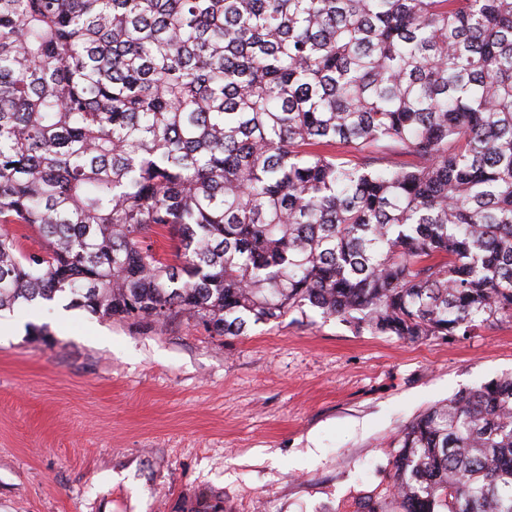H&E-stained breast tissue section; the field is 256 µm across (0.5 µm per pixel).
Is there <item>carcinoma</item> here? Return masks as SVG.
I'll return each instance as SVG.
<instances>
[{
	"label": "carcinoma",
	"mask_w": 512,
	"mask_h": 512,
	"mask_svg": "<svg viewBox=\"0 0 512 512\" xmlns=\"http://www.w3.org/2000/svg\"><path fill=\"white\" fill-rule=\"evenodd\" d=\"M65 297L216 336L512 321V0H0V312ZM389 447L354 512H512V375Z\"/></svg>",
	"instance_id": "carcinoma-1"
}]
</instances>
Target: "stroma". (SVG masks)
Returning <instances> with one entry per match:
<instances>
[{"mask_svg":"<svg viewBox=\"0 0 512 512\" xmlns=\"http://www.w3.org/2000/svg\"><path fill=\"white\" fill-rule=\"evenodd\" d=\"M0 319V512H349L399 430L512 373V321L409 341L312 308L243 336L65 300Z\"/></svg>","mask_w":512,"mask_h":512,"instance_id":"35a3bbf8","label":"stroma"}]
</instances>
